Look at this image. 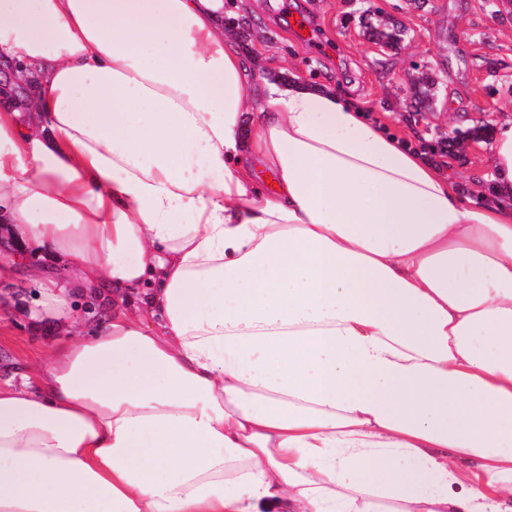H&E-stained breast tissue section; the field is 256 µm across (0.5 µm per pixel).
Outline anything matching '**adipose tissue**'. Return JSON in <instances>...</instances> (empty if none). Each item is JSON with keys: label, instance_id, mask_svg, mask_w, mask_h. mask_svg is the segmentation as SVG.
I'll list each match as a JSON object with an SVG mask.
<instances>
[{"label": "adipose tissue", "instance_id": "1", "mask_svg": "<svg viewBox=\"0 0 512 512\" xmlns=\"http://www.w3.org/2000/svg\"><path fill=\"white\" fill-rule=\"evenodd\" d=\"M224 0H0V219L61 340L0 385V512H512V123L462 195ZM275 191H262L259 171Z\"/></svg>", "mask_w": 512, "mask_h": 512}]
</instances>
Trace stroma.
I'll use <instances>...</instances> for the list:
<instances>
[{
	"label": "stroma",
	"mask_w": 512,
	"mask_h": 512,
	"mask_svg": "<svg viewBox=\"0 0 512 512\" xmlns=\"http://www.w3.org/2000/svg\"><path fill=\"white\" fill-rule=\"evenodd\" d=\"M245 22L233 32L237 48L259 62V78L312 85L332 84L365 110L393 113L404 131L418 135L429 156L461 182L489 169L499 123L512 121V12L492 14L488 0H242ZM400 22L407 31L398 50L378 48L363 34L366 9ZM304 18L310 38L291 27ZM427 69L437 98L417 116L406 94L407 77ZM482 117L488 137L447 148L438 128L469 129ZM0 268V382L21 383L24 369L62 335L54 321L36 322L29 312L39 291L35 270Z\"/></svg>",
	"instance_id": "35a3bbf8"
}]
</instances>
